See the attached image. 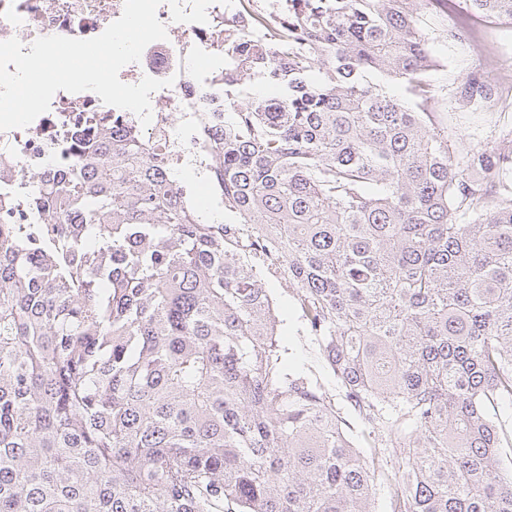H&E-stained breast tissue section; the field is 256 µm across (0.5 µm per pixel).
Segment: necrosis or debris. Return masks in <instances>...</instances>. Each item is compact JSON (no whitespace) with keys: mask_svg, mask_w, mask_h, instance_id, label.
<instances>
[{"mask_svg":"<svg viewBox=\"0 0 512 512\" xmlns=\"http://www.w3.org/2000/svg\"><path fill=\"white\" fill-rule=\"evenodd\" d=\"M124 0H0V41L16 38L31 45L50 35L88 39L100 35L123 11ZM295 8L294 0H216L204 24L177 23L168 4L157 10L168 37L149 44L139 62L124 66L119 77L127 84L149 76L169 80V87L151 96L152 121L142 126L134 113L121 109L123 125L139 131L153 161L171 177L183 171L203 176L212 199L223 195L222 176L215 163L213 139L203 115L223 108L224 94L213 76L223 67L240 68L234 47L242 34L263 45L277 43V32ZM107 106L91 91L57 92L49 110L28 127L0 137V189L20 177L60 167L62 136L71 113L91 115Z\"/></svg>","mask_w":512,"mask_h":512,"instance_id":"4bbe7bcc","label":"necrosis or debris"}]
</instances>
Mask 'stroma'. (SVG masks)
Masks as SVG:
<instances>
[{
	"label": "stroma",
	"mask_w": 512,
	"mask_h": 512,
	"mask_svg": "<svg viewBox=\"0 0 512 512\" xmlns=\"http://www.w3.org/2000/svg\"><path fill=\"white\" fill-rule=\"evenodd\" d=\"M422 25L430 37V48L441 65L431 72L435 99L428 105L437 125L448 129V142L456 157L473 147L499 143L503 132L512 129V96L504 95L497 112L473 111L462 107L454 97L461 80L478 72L488 42L512 45V25L488 20L471 11L465 0H442L424 16ZM467 30L470 39L450 40L448 29ZM264 286L272 301L286 368L308 377L321 386L344 420V433L366 459L374 460L376 478L372 487L374 512H390L393 488L388 478L395 471L391 449L385 448L384 433L375 432L353 411L321 347L319 337L307 327L295 292L287 278L264 276Z\"/></svg>",
	"instance_id": "obj_1"
}]
</instances>
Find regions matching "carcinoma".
I'll list each match as a JSON object with an SVG mask.
<instances>
[{
  "instance_id": "1",
  "label": "carcinoma",
  "mask_w": 512,
  "mask_h": 512,
  "mask_svg": "<svg viewBox=\"0 0 512 512\" xmlns=\"http://www.w3.org/2000/svg\"><path fill=\"white\" fill-rule=\"evenodd\" d=\"M299 2L306 49L237 48L280 94L210 113L237 222L97 117L27 192L29 223L0 224V512H373L336 406L282 365L245 226L395 437L391 512H512V427L489 413L512 402V131L459 160L427 111L440 0ZM468 3L512 23V0Z\"/></svg>"
}]
</instances>
